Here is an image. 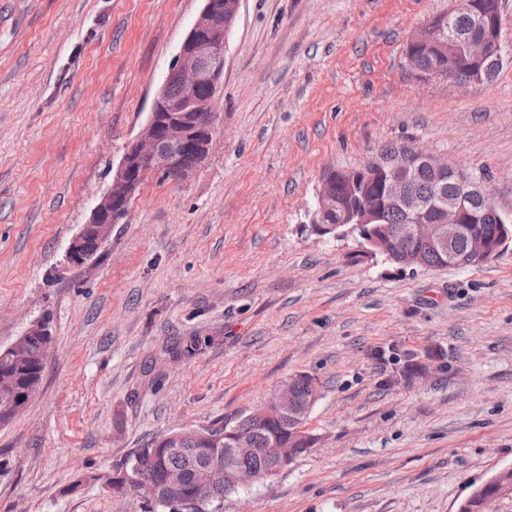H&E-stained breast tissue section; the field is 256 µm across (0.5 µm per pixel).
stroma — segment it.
Here are the masks:
<instances>
[{
    "label": "stroma",
    "mask_w": 512,
    "mask_h": 512,
    "mask_svg": "<svg viewBox=\"0 0 512 512\" xmlns=\"http://www.w3.org/2000/svg\"><path fill=\"white\" fill-rule=\"evenodd\" d=\"M451 5L240 0L208 158L183 184L147 178L95 260L65 269L203 3L0 0V347L45 315L52 336L38 393L0 426V512H141L95 475L297 374L318 385L316 445L224 512H455L512 465V244L410 269L309 230L321 182L390 144L488 173L512 215V63L463 85L405 66ZM409 351L428 375L400 379Z\"/></svg>",
    "instance_id": "1"
}]
</instances>
